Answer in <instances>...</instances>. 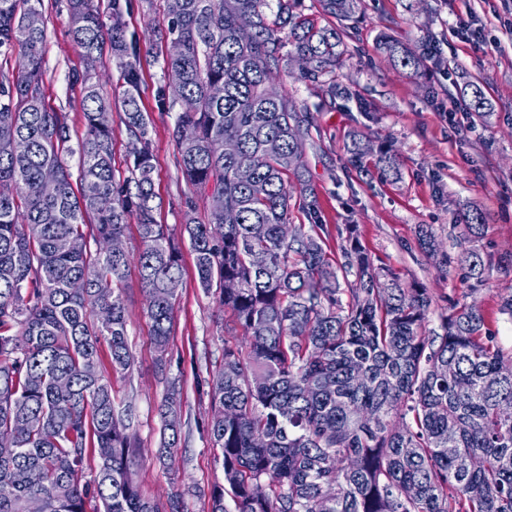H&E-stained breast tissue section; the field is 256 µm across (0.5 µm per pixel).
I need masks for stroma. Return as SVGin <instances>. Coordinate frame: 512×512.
I'll list each match as a JSON object with an SVG mask.
<instances>
[{
	"mask_svg": "<svg viewBox=\"0 0 512 512\" xmlns=\"http://www.w3.org/2000/svg\"><path fill=\"white\" fill-rule=\"evenodd\" d=\"M165 0H131L126 15L130 36L141 48L144 71L142 105L151 117L156 214L167 225L181 252L183 276L174 305V329L166 365H159L140 288L137 267H130L123 293L128 343L133 357L125 374H111L117 405L133 403V431L140 446L134 464L143 495L179 512H210L209 493L223 479L222 457L207 433L209 383L223 363L224 340L231 322L223 307L197 286L194 256L184 230L186 219L204 224L210 202L195 196L185 206L186 184L172 138L175 112L159 111L155 93L163 84L166 48L151 29L165 16ZM47 40L43 94L49 106L66 113L72 140L85 130L82 94L72 73L85 62L72 43L66 0H44ZM471 15L482 34L495 38L500 51L484 53L462 42L456 19ZM500 0H363L358 22L346 23L345 55L323 84L304 79L298 62H289L274 78L313 124L304 162L326 225L328 251L339 257L345 225H358L360 239L375 264L404 281L430 289L434 303L428 327H437L449 303L474 297L500 346L512 349V316L501 313L503 297L512 295V30ZM386 32L409 44L423 60L417 76L394 68L379 51ZM477 82L492 103L485 121H471L457 93ZM335 94H328V87ZM455 119H448V112ZM396 150L399 172L379 168L362 172L350 163L353 135ZM474 206L486 224L471 239L460 214ZM428 227L441 242L438 255L424 253L418 230ZM477 248L486 264L484 283L472 291V279L457 257L464 244ZM182 400L190 432L169 466L154 462L160 438L159 407L170 390Z\"/></svg>",
	"mask_w": 512,
	"mask_h": 512,
	"instance_id": "1",
	"label": "stroma"
}]
</instances>
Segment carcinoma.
I'll return each instance as SVG.
<instances>
[{
    "label": "carcinoma",
    "instance_id": "1",
    "mask_svg": "<svg viewBox=\"0 0 512 512\" xmlns=\"http://www.w3.org/2000/svg\"><path fill=\"white\" fill-rule=\"evenodd\" d=\"M295 0H167L159 43L164 77L157 107L181 103L173 137L189 192L208 197L210 221L186 223L198 286L231 311L242 338L224 340L210 384L208 434L223 459L224 483L210 512H512V354L486 327L476 302L452 305L428 330L433 304L423 285L373 263L354 237L331 263L320 209L303 165L311 117L267 85L288 55L318 83L340 63L342 29L294 13ZM349 21L362 0H319ZM69 34L87 64L85 132L77 148L67 116L45 102L42 0H0V512H162L135 480V408H118L105 377L127 372L132 355L122 293L136 263L159 365L171 336L181 254L158 223L151 117L142 110L137 41L127 36L130 0H67ZM253 19L252 36L239 21ZM382 53L413 73L420 58L382 32ZM109 53L118 71L128 132L127 175L112 165V98L92 70ZM481 120L492 105L468 84ZM78 153L74 189L63 156ZM381 169L397 155L377 149ZM296 208L306 224L289 221ZM136 218L139 251L112 252ZM471 235L485 216L462 212ZM459 262L483 283L484 261L464 249ZM156 459L182 447L179 394L160 408ZM93 483L82 484L84 467ZM230 498L228 509L224 498ZM96 505H91V502Z\"/></svg>",
    "mask_w": 512,
    "mask_h": 512
}]
</instances>
